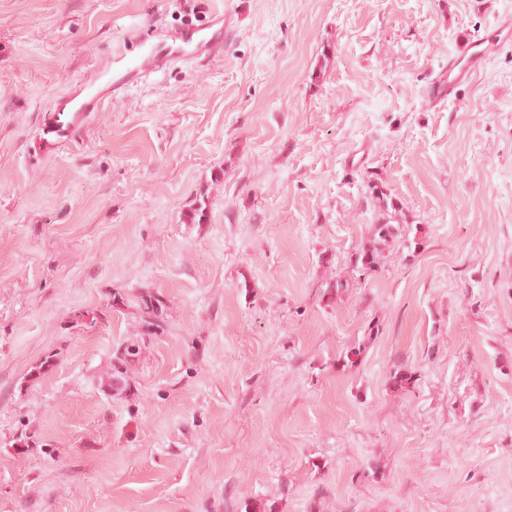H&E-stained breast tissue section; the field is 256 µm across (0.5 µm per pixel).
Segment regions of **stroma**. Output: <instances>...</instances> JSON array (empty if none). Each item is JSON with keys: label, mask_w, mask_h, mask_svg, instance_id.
Returning a JSON list of instances; mask_svg holds the SVG:
<instances>
[{"label": "stroma", "mask_w": 512, "mask_h": 512, "mask_svg": "<svg viewBox=\"0 0 512 512\" xmlns=\"http://www.w3.org/2000/svg\"><path fill=\"white\" fill-rule=\"evenodd\" d=\"M504 9L0 0V512H512V52L422 97ZM220 10L223 56L41 150L126 30ZM400 235V228L394 224L375 225L373 236L370 237L356 253L355 267L363 280L375 275L382 269L385 259L384 251L391 246Z\"/></svg>", "instance_id": "35a3bbf8"}]
</instances>
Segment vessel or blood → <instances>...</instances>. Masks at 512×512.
Listing matches in <instances>:
<instances>
[{
	"label": "vessel or blood",
	"instance_id": "1",
	"mask_svg": "<svg viewBox=\"0 0 512 512\" xmlns=\"http://www.w3.org/2000/svg\"><path fill=\"white\" fill-rule=\"evenodd\" d=\"M156 36L153 29L137 31L120 68H113L108 55L94 62L78 87L62 96L45 118L44 145L50 147L57 139L70 137L88 113L103 111L113 95L141 83L150 74L166 71L171 63H203L223 55L224 16L215 13L207 22L185 24L166 41H157ZM507 48L512 49L511 10L494 14L482 34L457 39L446 63L427 75V106L439 109L459 102L464 89Z\"/></svg>",
	"mask_w": 512,
	"mask_h": 512
}]
</instances>
